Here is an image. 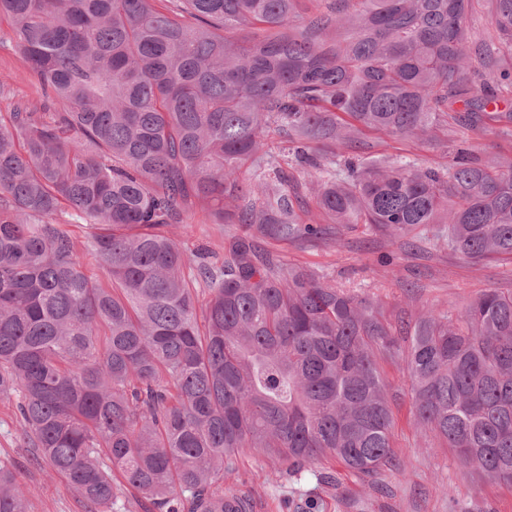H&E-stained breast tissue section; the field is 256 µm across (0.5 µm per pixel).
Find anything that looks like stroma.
Returning <instances> with one entry per match:
<instances>
[{"label":"stroma","mask_w":512,"mask_h":512,"mask_svg":"<svg viewBox=\"0 0 512 512\" xmlns=\"http://www.w3.org/2000/svg\"><path fill=\"white\" fill-rule=\"evenodd\" d=\"M8 21H0V113L20 103L39 102L35 78L12 48ZM357 155L368 161L387 155L442 169L454 153L433 144L400 140L375 132L362 135ZM238 225L214 224L200 206H192L176 238L205 261L224 258V245ZM264 248L291 265L306 266L379 298L385 319L393 324L423 308L457 313L487 289L512 291V260L470 262L438 240L435 232L389 239L368 225H330L320 239L278 243ZM392 386L393 449L401 467L364 482L339 462L321 460L297 475L276 474L266 455L256 449L242 453L237 470L225 475L226 493L242 498L247 512H307L317 503L320 512H512V486L485 481L463 466L453 449L441 446L418 424L411 400V382L401 358L382 363ZM30 451L16 430L14 401L0 400V460L18 466L29 512H82L65 478L30 465Z\"/></svg>","instance_id":"1"}]
</instances>
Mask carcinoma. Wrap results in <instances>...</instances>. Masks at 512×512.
I'll return each instance as SVG.
<instances>
[{"instance_id": "cac0c4a2", "label": "carcinoma", "mask_w": 512, "mask_h": 512, "mask_svg": "<svg viewBox=\"0 0 512 512\" xmlns=\"http://www.w3.org/2000/svg\"><path fill=\"white\" fill-rule=\"evenodd\" d=\"M154 2L0 0L63 108L0 118V398H16L31 463L84 512H124V489L143 512H225L247 448L294 474L329 456L369 477L397 467L382 353L404 362L418 423L511 484L512 292L410 315L402 349L379 299L259 240L322 236L301 186L334 224L392 238L444 224L473 262L512 257V158L336 164L364 129L438 143L494 121L512 137V111H488L512 87V0ZM479 10L497 39H473ZM484 72L497 87L474 88ZM195 203L241 226L219 267L174 235ZM0 512H28L2 460Z\"/></svg>"}]
</instances>
